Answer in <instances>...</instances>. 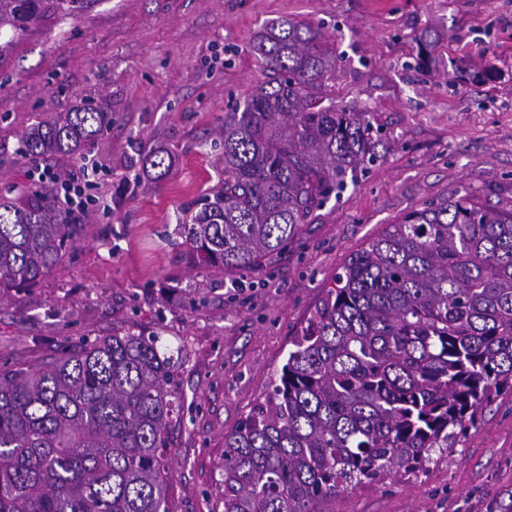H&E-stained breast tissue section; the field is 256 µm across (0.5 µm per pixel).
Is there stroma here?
Returning <instances> with one entry per match:
<instances>
[{"label":"stroma","instance_id":"obj_1","mask_svg":"<svg viewBox=\"0 0 512 512\" xmlns=\"http://www.w3.org/2000/svg\"><path fill=\"white\" fill-rule=\"evenodd\" d=\"M282 19L335 50L327 93L372 113L384 140L379 161L274 263L232 282L180 263V226L224 180L215 128L271 81L252 37ZM89 107L112 124L79 152L24 154L29 125ZM155 152L170 159L166 176L148 161ZM44 167L88 176L92 202L57 270L0 300V364L36 366L95 336H158L182 408L167 432L169 512H224V435L267 395L351 254L457 193L512 204V0H95L30 28L0 67V192L51 193L33 176ZM327 508L512 512V394L484 409L448 460Z\"/></svg>","mask_w":512,"mask_h":512}]
</instances>
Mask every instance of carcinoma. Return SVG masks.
Here are the masks:
<instances>
[{"label":"carcinoma","mask_w":512,"mask_h":512,"mask_svg":"<svg viewBox=\"0 0 512 512\" xmlns=\"http://www.w3.org/2000/svg\"><path fill=\"white\" fill-rule=\"evenodd\" d=\"M90 0H0V62L46 18ZM274 84L224 113V182L181 225V259L229 279L272 261L300 224L378 160L370 113L322 90L336 55L290 20L253 36ZM112 122L59 112L20 140L77 151ZM79 224L44 193L0 194V293L39 284ZM157 336H97L39 368L0 367V512H168L179 413ZM512 393V205L464 193L414 209L353 253L292 338L272 390L224 435V512H326L336 494L448 459Z\"/></svg>","instance_id":"cac0c4a2"}]
</instances>
